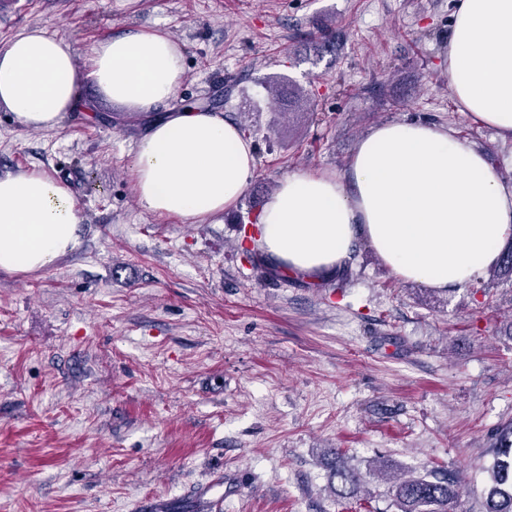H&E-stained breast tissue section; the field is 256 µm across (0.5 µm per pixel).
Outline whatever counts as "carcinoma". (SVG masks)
Masks as SVG:
<instances>
[{
  "label": "carcinoma",
  "instance_id": "carcinoma-1",
  "mask_svg": "<svg viewBox=\"0 0 512 512\" xmlns=\"http://www.w3.org/2000/svg\"><path fill=\"white\" fill-rule=\"evenodd\" d=\"M498 456L491 468V485L486 491L481 512H512V423L504 425L498 437ZM330 478L336 483L334 490L340 498H356L364 479L349 466L344 455L335 453L330 463ZM398 512H453L457 503L456 484L436 473L399 480L392 486Z\"/></svg>",
  "mask_w": 512,
  "mask_h": 512
}]
</instances>
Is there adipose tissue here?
Instances as JSON below:
<instances>
[{
    "label": "adipose tissue",
    "mask_w": 512,
    "mask_h": 512,
    "mask_svg": "<svg viewBox=\"0 0 512 512\" xmlns=\"http://www.w3.org/2000/svg\"><path fill=\"white\" fill-rule=\"evenodd\" d=\"M184 74L169 35L136 31L94 47L80 76L70 43L40 28L0 50V107L30 129L76 111L83 83L113 103L148 112ZM448 89L476 126L512 142V0H456L448 31ZM256 169V148L223 113L188 107L138 142L134 189L145 210L200 220L232 208ZM80 209L66 186L30 169L0 176V271L53 266L78 242ZM512 236V182L448 128L393 121L361 137L342 172L282 177L253 237L289 273L340 269L357 242L398 280L448 292L471 286Z\"/></svg>",
    "instance_id": "obj_1"
}]
</instances>
